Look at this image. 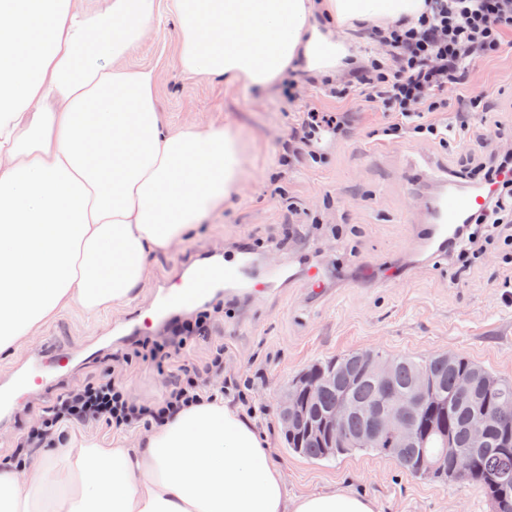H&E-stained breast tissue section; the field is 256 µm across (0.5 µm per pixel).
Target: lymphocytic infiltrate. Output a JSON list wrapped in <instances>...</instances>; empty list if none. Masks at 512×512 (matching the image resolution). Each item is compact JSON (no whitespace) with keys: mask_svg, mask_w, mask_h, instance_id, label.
Returning <instances> with one entry per match:
<instances>
[{"mask_svg":"<svg viewBox=\"0 0 512 512\" xmlns=\"http://www.w3.org/2000/svg\"><path fill=\"white\" fill-rule=\"evenodd\" d=\"M508 48H512V0H425L417 20H398L365 31L357 60L336 95L347 97L356 88L364 102L395 112L397 120L384 128V136L411 134L445 145L464 138L473 114L483 111L484 103L475 99L463 104L451 124L430 122L428 114L447 109L448 88L463 85L476 61L498 57ZM348 129L346 113L308 108L298 113L279 160L288 167L320 161L324 142L344 139ZM477 171L486 203L476 218L466 219L451 244V257L462 261L500 247L496 230L512 223V150L489 155ZM217 396L205 375L186 365L172 371L167 390L151 403L133 400L107 374L60 395L18 438L8 461L27 464L38 448L70 426L123 430L158 425L185 407Z\"/></svg>","mask_w":512,"mask_h":512,"instance_id":"1","label":"lymphocytic infiltrate"}]
</instances>
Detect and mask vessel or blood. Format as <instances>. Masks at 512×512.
<instances>
[{
	"instance_id": "obj_1",
	"label": "vessel or blood",
	"mask_w": 512,
	"mask_h": 512,
	"mask_svg": "<svg viewBox=\"0 0 512 512\" xmlns=\"http://www.w3.org/2000/svg\"><path fill=\"white\" fill-rule=\"evenodd\" d=\"M484 204L481 193L465 192L455 187L443 189L429 211L433 238L439 243L452 239L464 220ZM227 280L248 287L256 283L270 285L272 275L256 277L249 260H241L237 266L216 268L202 264L189 279L164 286L158 293L153 309L155 318L162 319L177 309L186 308L208 296L220 281ZM71 353L66 349L47 348L17 370L9 379L0 382V417L9 418L18 403L23 402L31 391L47 392L55 388L61 378L62 365L68 364Z\"/></svg>"
}]
</instances>
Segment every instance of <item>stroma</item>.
Returning <instances> with one entry per match:
<instances>
[{
	"mask_svg": "<svg viewBox=\"0 0 512 512\" xmlns=\"http://www.w3.org/2000/svg\"><path fill=\"white\" fill-rule=\"evenodd\" d=\"M125 64L155 70L157 104L169 127L229 125L239 133L245 145L242 187L231 205L195 225L180 245L150 256L149 277L133 300L94 318L76 307L60 312L21 350L0 354V377L45 345L76 351L93 345L97 357L75 361L58 390L116 369L132 398L153 401L164 393L170 370L204 366L219 342L224 372L210 381L218 388L229 377L250 380L252 396L267 408L254 424L272 445L289 496L342 488L369 497L375 512H493L478 485L424 479L377 455L311 460L290 452L277 395L308 365L365 349L419 359L450 352L512 380V288L506 285L512 265L491 249L460 278L447 258L422 248L427 214L444 180L464 154L478 159L499 151L498 128L512 127V53L478 61L460 89L449 91L447 111L432 114V121L450 122L458 98L488 102L464 149L410 137L384 140L381 131L394 122L393 113L327 96L304 73L289 99L280 83L243 88L185 72L167 0H156L152 30ZM311 106L349 113L350 139L326 142L320 163L278 166L275 155L296 113ZM243 252L260 271L292 265V278L267 292L225 291L209 298L223 314L212 322L208 339L165 364L131 341L114 340V324L133 314L142 335H167L168 322L152 317L155 288L199 258L221 261ZM311 265L323 273L317 294L307 278ZM57 392L31 395L0 421V458Z\"/></svg>",
	"mask_w": 512,
	"mask_h": 512,
	"instance_id": "1",
	"label": "stroma"
}]
</instances>
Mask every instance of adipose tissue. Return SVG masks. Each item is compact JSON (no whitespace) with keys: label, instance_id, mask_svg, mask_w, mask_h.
Returning a JSON list of instances; mask_svg holds the SVG:
<instances>
[{"label":"adipose tissue","instance_id":"1","mask_svg":"<svg viewBox=\"0 0 512 512\" xmlns=\"http://www.w3.org/2000/svg\"><path fill=\"white\" fill-rule=\"evenodd\" d=\"M180 65L265 87L335 77L346 34L413 19L424 0H169ZM155 0H0V353L60 311L130 301L149 254L182 242L242 180L230 129L166 128L157 75L124 64ZM0 512H374L364 495L289 498L256 427L229 401L187 408L131 448L70 438L0 467Z\"/></svg>","mask_w":512,"mask_h":512}]
</instances>
